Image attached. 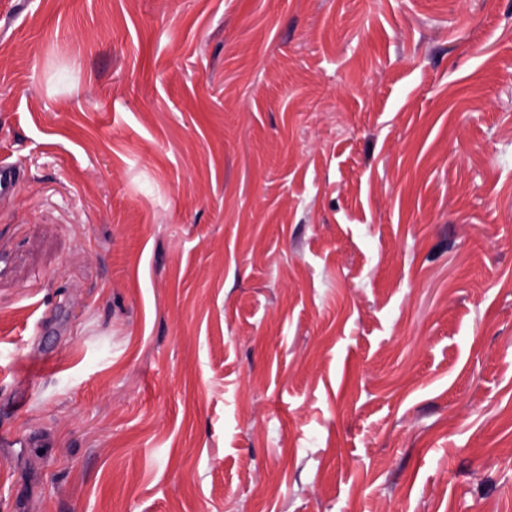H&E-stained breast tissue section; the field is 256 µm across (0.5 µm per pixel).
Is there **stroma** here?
<instances>
[{"label":"stroma","instance_id":"obj_1","mask_svg":"<svg viewBox=\"0 0 512 512\" xmlns=\"http://www.w3.org/2000/svg\"><path fill=\"white\" fill-rule=\"evenodd\" d=\"M0 512H512V0H0ZM19 169L14 163L0 161V202L4 203L15 192L19 180Z\"/></svg>","mask_w":512,"mask_h":512}]
</instances>
